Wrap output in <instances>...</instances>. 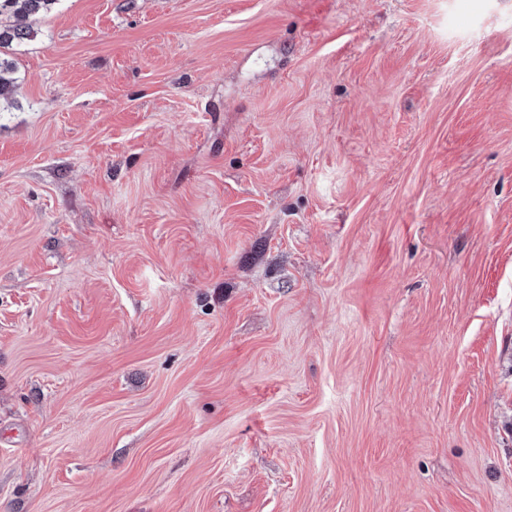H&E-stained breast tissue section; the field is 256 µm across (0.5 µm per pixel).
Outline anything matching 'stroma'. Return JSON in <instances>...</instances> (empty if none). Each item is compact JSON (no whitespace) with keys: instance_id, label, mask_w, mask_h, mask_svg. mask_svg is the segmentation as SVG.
I'll list each match as a JSON object with an SVG mask.
<instances>
[{"instance_id":"35a3bbf8","label":"stroma","mask_w":512,"mask_h":512,"mask_svg":"<svg viewBox=\"0 0 512 512\" xmlns=\"http://www.w3.org/2000/svg\"><path fill=\"white\" fill-rule=\"evenodd\" d=\"M0 112V512H512V0H58Z\"/></svg>"}]
</instances>
